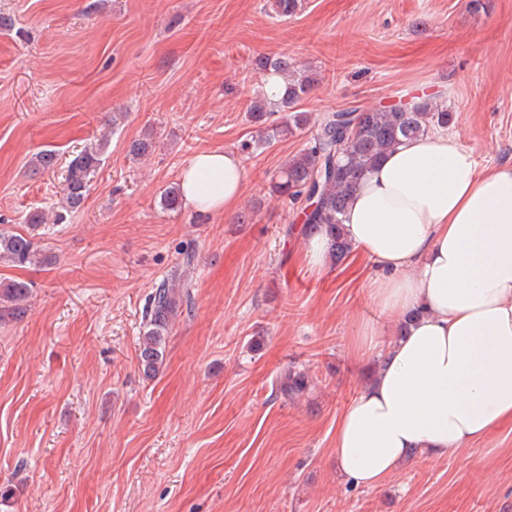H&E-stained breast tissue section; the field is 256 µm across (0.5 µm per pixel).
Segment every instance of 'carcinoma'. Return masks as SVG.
Segmentation results:
<instances>
[{"mask_svg":"<svg viewBox=\"0 0 512 512\" xmlns=\"http://www.w3.org/2000/svg\"><path fill=\"white\" fill-rule=\"evenodd\" d=\"M301 0H272L270 10L279 19L295 16ZM256 65L268 75L279 76L284 84L283 96L272 101L259 92L252 101L247 119L258 126L260 144L302 131L314 129L311 139L298 155L280 170L275 190L291 203L311 198L318 202L315 210L306 214L304 233L326 232L331 238L329 256L339 263L349 254L346 238L340 231L343 215L353 191L366 172L402 139L414 138L431 128L446 127L453 121L452 113L444 106L429 102L412 104L404 110L365 109L349 119L339 112H324L316 117L297 111V104L313 87L315 78L299 70L296 62L286 55L270 59L261 56ZM155 141L150 135L132 141L129 153L141 158L152 151ZM109 146V136L103 135L84 146L70 159L62 172L63 208L81 209L90 191V183ZM59 155L51 150L38 153L31 163L33 173L56 172ZM182 193L177 186L160 195L162 209L178 211L182 208ZM46 217L36 212L27 218L31 232L17 233L0 230V260L17 267L27 264H49L53 256L46 246L36 240L32 230L45 223ZM32 285L19 279L0 280V320L18 318L25 310V302L32 296ZM189 293L177 280L159 284L152 297L148 321L140 337L138 361L144 374L155 376L165 360L166 340L179 310L188 301ZM308 388L304 371L290 366L276 379V390L291 398Z\"/></svg>","mask_w":512,"mask_h":512,"instance_id":"1","label":"carcinoma"}]
</instances>
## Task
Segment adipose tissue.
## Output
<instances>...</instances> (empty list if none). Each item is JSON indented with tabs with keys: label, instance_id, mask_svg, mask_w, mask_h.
<instances>
[{
	"label": "adipose tissue",
	"instance_id": "ef3b65f1",
	"mask_svg": "<svg viewBox=\"0 0 512 512\" xmlns=\"http://www.w3.org/2000/svg\"><path fill=\"white\" fill-rule=\"evenodd\" d=\"M244 189L230 150L196 154L181 177L196 211H231ZM343 233L377 270L378 317L354 343L377 366L331 451L347 482L376 488L412 456L454 455L512 420V166H479L444 129L402 140L353 193Z\"/></svg>",
	"mask_w": 512,
	"mask_h": 512
}]
</instances>
